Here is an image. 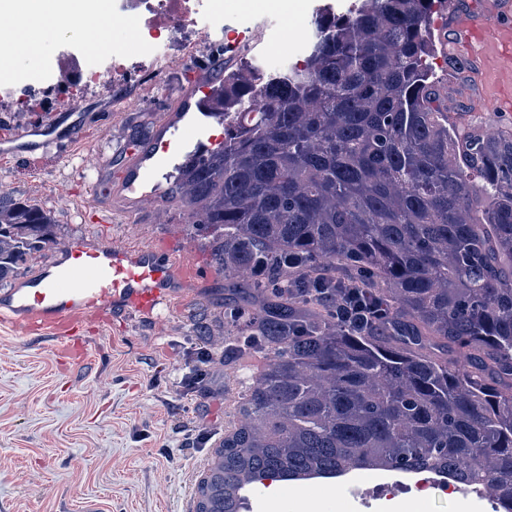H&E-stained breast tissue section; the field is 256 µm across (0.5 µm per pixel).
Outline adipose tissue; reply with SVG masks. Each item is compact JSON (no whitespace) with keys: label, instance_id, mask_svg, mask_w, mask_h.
<instances>
[{"label":"adipose tissue","instance_id":"1","mask_svg":"<svg viewBox=\"0 0 512 512\" xmlns=\"http://www.w3.org/2000/svg\"><path fill=\"white\" fill-rule=\"evenodd\" d=\"M110 5L111 0H0V12L16 20L9 33L0 34V65L8 66L17 45L36 53L45 34L78 33L87 24L108 19Z\"/></svg>","mask_w":512,"mask_h":512}]
</instances>
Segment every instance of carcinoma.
Wrapping results in <instances>:
<instances>
[{
    "label": "carcinoma",
    "mask_w": 512,
    "mask_h": 512,
    "mask_svg": "<svg viewBox=\"0 0 512 512\" xmlns=\"http://www.w3.org/2000/svg\"><path fill=\"white\" fill-rule=\"evenodd\" d=\"M435 0L317 10L301 62L224 75V145L168 192L224 272L239 393L195 512H241L242 478H336L376 453L512 492V130L448 118L428 59ZM56 243L0 194V286Z\"/></svg>",
    "instance_id": "1"
}]
</instances>
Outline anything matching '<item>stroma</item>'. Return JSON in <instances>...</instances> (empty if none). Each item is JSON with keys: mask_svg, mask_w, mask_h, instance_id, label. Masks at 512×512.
Wrapping results in <instances>:
<instances>
[{"mask_svg": "<svg viewBox=\"0 0 512 512\" xmlns=\"http://www.w3.org/2000/svg\"><path fill=\"white\" fill-rule=\"evenodd\" d=\"M243 0H230L203 49L169 65L162 83L138 73L70 102L55 83L64 51L84 48L70 34L45 42L39 54H16L0 85V135L45 119L14 109L17 90L58 98L59 110L84 113L86 125L46 158L0 159V188L49 211L56 242L85 237L120 246L159 247L190 237L188 209L165 192L141 200L117 183L131 152L155 138L165 113L180 111L191 83L211 86L224 73V42L240 31ZM140 105L128 111L126 97ZM192 256L199 278L177 289L150 316L137 313L78 336L81 360L63 356L47 338H27L0 324V512H192L194 487L215 459L227 414L242 381L255 371L224 368V346L212 336L224 314V276L207 250ZM211 359L193 393L179 387L199 348ZM192 424L197 441L178 428Z\"/></svg>", "mask_w": 512, "mask_h": 512, "instance_id": "35a3bbf8", "label": "stroma"}]
</instances>
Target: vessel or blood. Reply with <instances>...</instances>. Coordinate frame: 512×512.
Here are the masks:
<instances>
[{"label":"vessel or blood","instance_id":"1","mask_svg":"<svg viewBox=\"0 0 512 512\" xmlns=\"http://www.w3.org/2000/svg\"><path fill=\"white\" fill-rule=\"evenodd\" d=\"M433 27L446 56L465 58L469 84L464 98L470 119L487 134H495L494 114L512 110V96L506 93L512 87V0H487L480 14L449 5ZM187 99L188 112L165 114L149 155L132 166L127 190L157 182L166 168L214 143L211 129L222 120L221 99L200 86L190 87ZM75 127L69 113H53L23 135L0 137V154H42L52 144L72 138ZM196 276L190 256L174 243L155 249L77 238L39 275L0 297V322L67 343L78 323L154 313Z\"/></svg>","mask_w":512,"mask_h":512}]
</instances>
